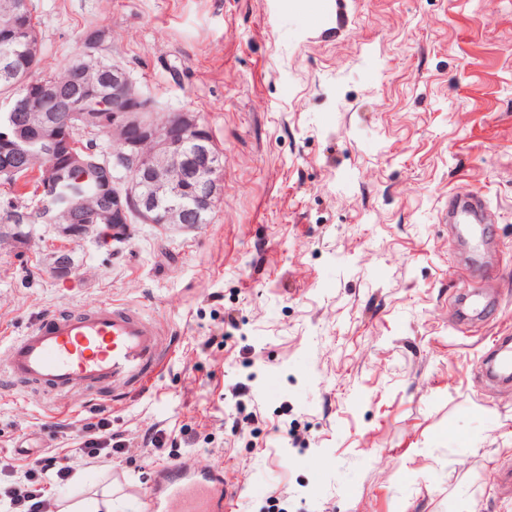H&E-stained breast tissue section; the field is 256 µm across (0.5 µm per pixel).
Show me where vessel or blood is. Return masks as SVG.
I'll return each instance as SVG.
<instances>
[{
  "label": "vessel or blood",
  "instance_id": "1",
  "mask_svg": "<svg viewBox=\"0 0 512 512\" xmlns=\"http://www.w3.org/2000/svg\"><path fill=\"white\" fill-rule=\"evenodd\" d=\"M478 197L449 204L446 223H465L484 212ZM163 356L157 326L127 305L101 302L68 315L50 313L13 339L0 365L9 376L56 395L140 387ZM149 499L150 512H231L235 490L223 471L164 464Z\"/></svg>",
  "mask_w": 512,
  "mask_h": 512
}]
</instances>
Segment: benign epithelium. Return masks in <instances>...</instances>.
<instances>
[{"label": "benign epithelium", "mask_w": 512, "mask_h": 512, "mask_svg": "<svg viewBox=\"0 0 512 512\" xmlns=\"http://www.w3.org/2000/svg\"><path fill=\"white\" fill-rule=\"evenodd\" d=\"M30 51V70L12 73L18 83H32L34 94L57 88L51 79L31 82V75L40 57V45L34 33L23 30ZM79 88L77 94H58L51 112H43L24 99L12 105L5 123L0 127V174L13 177L25 168L31 146H38L49 156L40 168L32 169L39 180V212L46 224H54L65 235L83 233L92 225L85 223L86 213L93 209L104 220L100 225L112 240L127 236V210L135 203L153 223L205 224L215 202L223 192L224 169L217 166L218 154L206 127L189 114L180 113L165 127L151 124L144 117L148 104L135 88L127 71L112 67L90 70L79 65L71 81ZM111 90L112 113L89 115L78 111L79 104L90 97ZM119 130L112 142V159L83 147L87 138L108 139ZM189 144L181 150L180 144ZM152 146L149 159L141 154L143 145ZM140 171V181L123 192L118 190L124 170ZM91 169L96 188L92 197H62L66 175ZM30 219L28 208H17L10 218L0 221L14 243H19L15 229Z\"/></svg>", "instance_id": "obj_1"}]
</instances>
